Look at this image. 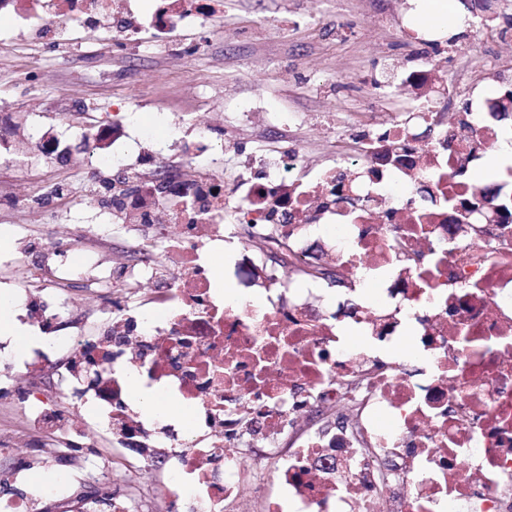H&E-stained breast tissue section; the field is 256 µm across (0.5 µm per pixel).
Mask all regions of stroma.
<instances>
[{"instance_id": "stroma-1", "label": "stroma", "mask_w": 512, "mask_h": 512, "mask_svg": "<svg viewBox=\"0 0 512 512\" xmlns=\"http://www.w3.org/2000/svg\"><path fill=\"white\" fill-rule=\"evenodd\" d=\"M414 8L415 0H224L223 15L191 33L204 49L189 57L161 40L127 51L100 31L46 49L0 14V127L13 133L9 154L0 157V192L59 183L70 190L53 198L49 224L37 212L0 207V295L19 287L38 292L53 276L41 250L63 238L95 256L91 276L63 286L70 329L100 319L98 295L111 290L113 261L127 238L121 223L109 238L97 235L104 218L99 201L119 186L124 169H105L97 184L85 174L83 132L106 114L120 113L121 136L151 144L166 158L177 152L169 128L179 127L191 141L224 127L228 178L251 155L288 147L305 154L312 175L338 168L339 155L353 151L362 135L384 132L415 111L420 92L401 85L400 73L435 69L425 92L445 101L452 122L512 90V0H497L492 13L467 15L456 38L417 31L409 21ZM29 70L38 76L32 85L19 79ZM249 107L256 118L244 117ZM32 121L67 146L68 156L52 163L33 152ZM21 238L33 244L23 256L14 252ZM55 381L48 373L0 379V432L20 439L17 458H54V468L39 474L45 483L89 458L109 479H121L133 458L122 445L103 439L85 448L75 436H46L29 426L22 396L33 385L50 392Z\"/></svg>"}]
</instances>
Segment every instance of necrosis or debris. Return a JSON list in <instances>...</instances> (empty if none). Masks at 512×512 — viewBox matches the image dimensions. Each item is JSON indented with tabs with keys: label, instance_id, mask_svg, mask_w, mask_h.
I'll return each mask as SVG.
<instances>
[{
	"label": "necrosis or debris",
	"instance_id": "4bbe7bcc",
	"mask_svg": "<svg viewBox=\"0 0 512 512\" xmlns=\"http://www.w3.org/2000/svg\"><path fill=\"white\" fill-rule=\"evenodd\" d=\"M223 9V0H155L149 9L140 0H0V12L45 45L93 28L113 44L139 45L194 30ZM420 106L438 144L416 147L414 166L387 168L373 161L377 138H361L347 163L362 176L343 200L334 172L299 182L297 149L250 157L228 184L215 164L197 162L200 151L224 150L206 134L179 143L193 167L186 179L149 147L113 141L114 162L136 161L110 209L136 229L114 274L155 281L156 294L140 304L113 293L97 330L70 337L64 362L34 353L58 375L56 400L97 420L90 428L71 417L63 431L91 447L103 432L133 446L132 481L165 456L175 472L163 489L168 512H244L245 485L262 512H512V224L480 225L474 237L448 215L452 198L484 204L448 177L460 150L495 146L501 132L487 112L451 124L436 99ZM230 224L265 272L261 306L227 304L208 263ZM272 224L301 267L312 263L316 229L344 228L326 261L360 300L376 294L383 322L360 304L345 328L318 281H281L266 254ZM15 305L46 330L67 312L49 289L37 298L19 290ZM408 333L426 363L415 375L377 353ZM143 390L192 406L194 427L133 410L128 398ZM337 408L346 425L331 420ZM245 445L270 459L264 479L243 468ZM19 470L28 479L0 512L69 498V477L46 484L32 465Z\"/></svg>",
	"mask_w": 512,
	"mask_h": 512
}]
</instances>
